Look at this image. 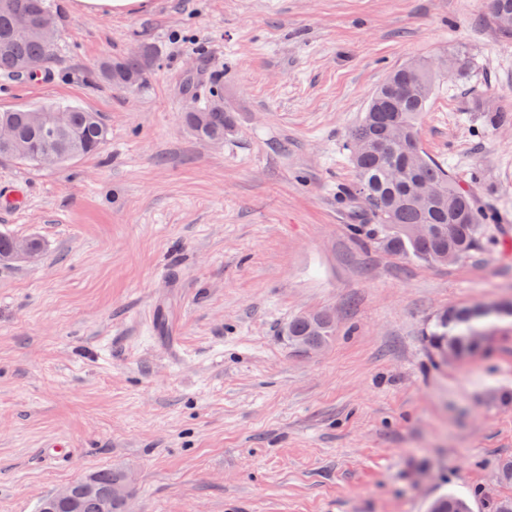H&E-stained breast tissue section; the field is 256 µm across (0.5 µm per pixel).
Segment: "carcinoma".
I'll use <instances>...</instances> for the list:
<instances>
[{
    "instance_id": "obj_1",
    "label": "carcinoma",
    "mask_w": 512,
    "mask_h": 512,
    "mask_svg": "<svg viewBox=\"0 0 512 512\" xmlns=\"http://www.w3.org/2000/svg\"><path fill=\"white\" fill-rule=\"evenodd\" d=\"M57 23L49 0H0V75L31 81L42 79L56 52V45L40 33L43 19ZM485 22L501 37H512V0H486ZM31 31L18 38L20 21ZM151 53L142 50L121 58L105 57L97 78L127 93L146 88L150 80ZM440 73L426 61L408 62L394 70L373 94L362 121L349 135L356 172L354 192L361 197L374 223L354 224L352 234L377 243L384 250L427 264H440L448 254L462 260L479 248L487 225L471 194L442 163L421 148L418 126ZM196 97L194 111L185 113L186 124L197 136L221 142L237 127L235 113L224 105L220 90ZM48 118L39 125L32 116ZM0 126L13 131L14 144L0 147V159L26 164L35 170L59 168L97 154L107 139L98 113L70 104L18 107L0 110ZM482 315L467 308L437 315L427 333L434 353L459 356L476 349L481 336L477 322ZM335 333L332 317L319 311L295 317L288 323V343L312 349ZM125 472L106 468L92 475L94 493L81 496L60 512H99L101 499L123 481ZM428 512H470L467 502L447 494L434 499Z\"/></svg>"
}]
</instances>
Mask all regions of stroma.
<instances>
[{
  "label": "stroma",
  "instance_id": "1",
  "mask_svg": "<svg viewBox=\"0 0 512 512\" xmlns=\"http://www.w3.org/2000/svg\"><path fill=\"white\" fill-rule=\"evenodd\" d=\"M39 81L0 76V109L99 113L101 154L56 171L0 161V512L95 470L131 473L129 512H427L443 493L492 512L512 483V316L489 350L442 360L425 334L458 306L512 304V38L482 0H145L112 17L51 0ZM151 48V84L99 82ZM465 54L418 126L488 232L424 264L355 238L349 134L389 71ZM237 117L218 144L184 119L188 74ZM330 312L321 347L289 344ZM55 440L63 459L43 448ZM334 333L335 323L324 311L297 316L288 323L286 330L288 342L302 349L319 347Z\"/></svg>",
  "mask_w": 512,
  "mask_h": 512
}]
</instances>
